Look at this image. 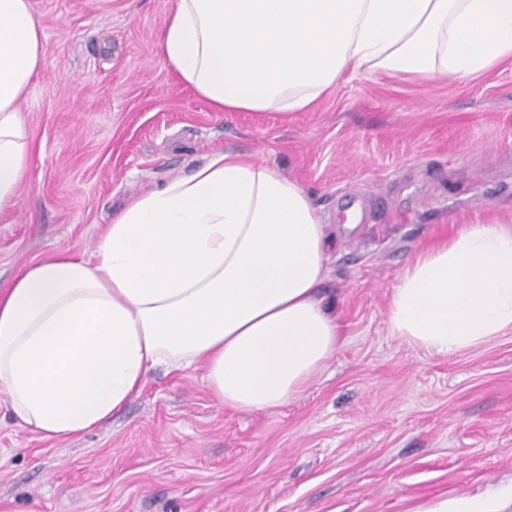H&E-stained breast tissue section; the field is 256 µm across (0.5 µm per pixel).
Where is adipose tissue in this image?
<instances>
[{
    "label": "adipose tissue",
    "instance_id": "adipose-tissue-1",
    "mask_svg": "<svg viewBox=\"0 0 512 512\" xmlns=\"http://www.w3.org/2000/svg\"><path fill=\"white\" fill-rule=\"evenodd\" d=\"M29 0H0V213L33 143L22 116L44 63ZM165 66L216 112H305L345 76L468 78L512 60V0H177ZM329 249L276 165L217 151L132 198L89 256L52 253L0 287V396L20 427L80 436L148 372L199 369L225 407L288 404L341 343L319 295ZM391 335L458 353L512 328V224H462L391 288Z\"/></svg>",
    "mask_w": 512,
    "mask_h": 512
}]
</instances>
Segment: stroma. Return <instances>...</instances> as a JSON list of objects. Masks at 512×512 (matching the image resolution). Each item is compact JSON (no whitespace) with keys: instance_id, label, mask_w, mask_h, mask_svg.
<instances>
[{"instance_id":"1","label":"stroma","mask_w":512,"mask_h":512,"mask_svg":"<svg viewBox=\"0 0 512 512\" xmlns=\"http://www.w3.org/2000/svg\"><path fill=\"white\" fill-rule=\"evenodd\" d=\"M31 4L46 35L21 104L35 153L0 214V284L48 253L88 254L131 197L206 155L249 154L329 227L322 288L343 344L267 412L226 408L200 372L163 367L78 438H41L0 401V512H404L460 494L512 512V330L442 355L384 316L424 242L512 223V62L464 80L343 81L288 119L216 112L159 53L175 0Z\"/></svg>"}]
</instances>
